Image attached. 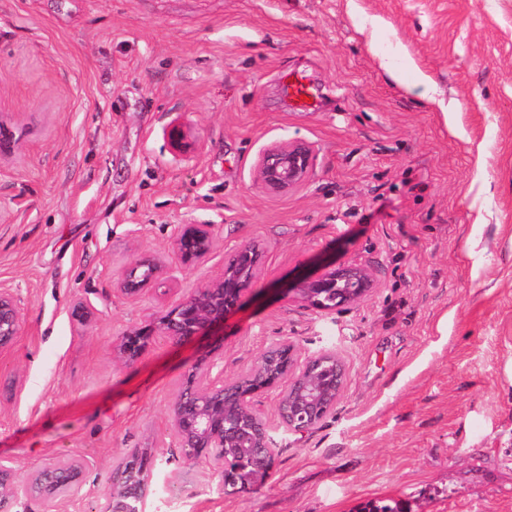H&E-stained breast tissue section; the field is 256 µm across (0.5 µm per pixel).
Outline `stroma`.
Wrapping results in <instances>:
<instances>
[{
	"label": "stroma",
	"mask_w": 512,
	"mask_h": 512,
	"mask_svg": "<svg viewBox=\"0 0 512 512\" xmlns=\"http://www.w3.org/2000/svg\"><path fill=\"white\" fill-rule=\"evenodd\" d=\"M290 71L313 109L289 107ZM175 119L198 150L170 152ZM0 136V289L24 314L0 357V459L21 483L84 463L69 500L23 512H101L127 448L155 451L147 512H512V0H0ZM284 141L313 169L273 195L254 167ZM189 222L216 232L195 268L170 259ZM254 240L261 290L220 335L117 358ZM141 250L169 257L167 294L114 291ZM329 260L374 267L372 295L288 299ZM283 340L335 348L344 397L276 432L259 486L220 489L187 467L172 400L205 356L229 381Z\"/></svg>",
	"instance_id": "35a3bbf8"
}]
</instances>
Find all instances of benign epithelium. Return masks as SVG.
Wrapping results in <instances>:
<instances>
[{
	"label": "benign epithelium",
	"mask_w": 512,
	"mask_h": 512,
	"mask_svg": "<svg viewBox=\"0 0 512 512\" xmlns=\"http://www.w3.org/2000/svg\"><path fill=\"white\" fill-rule=\"evenodd\" d=\"M166 137L171 150L187 154L196 149L181 125L172 123ZM313 149L307 144H272L260 154L255 182L269 193L302 188L313 166ZM215 225L182 224L172 243L173 257L184 267H195L211 254ZM266 249L253 241L238 247L224 266V273L205 288L183 295L166 314L152 315L125 332L115 350L119 357H140L157 336L183 343L224 325L225 316L254 292L264 272ZM166 260L141 252L115 283L121 295L138 299L159 289ZM375 288L373 269L361 262L324 264L313 274L287 289L288 296L320 311H332L363 301ZM23 312L14 293L0 289V355L13 349L20 335ZM348 368L333 349L303 357L290 341L268 347L245 373L224 380V365L211 358L192 366L180 386L171 409L174 435L181 448L190 450L188 460L208 463L223 487L248 490L272 466L271 425L259 408V397L276 393L279 425L289 434L316 428L343 398ZM154 450L128 448L104 512H128L127 500L147 504L151 494L149 474ZM82 465L71 458L47 467L24 485L14 477L9 462L0 459V503L21 496L40 498L72 496Z\"/></svg>",
	"instance_id": "benign-epithelium-1"
}]
</instances>
